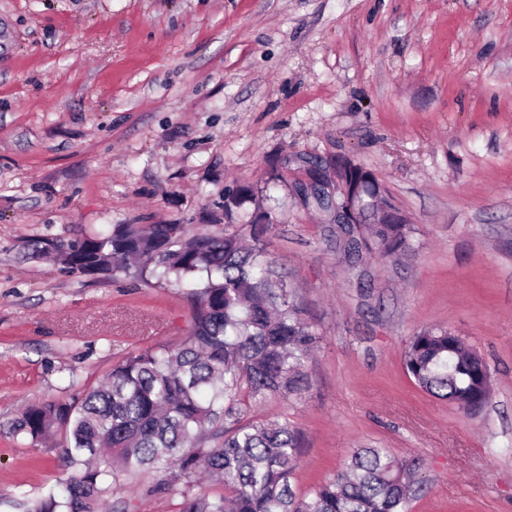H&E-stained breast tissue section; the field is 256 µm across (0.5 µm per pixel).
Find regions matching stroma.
Here are the masks:
<instances>
[{"instance_id":"stroma-1","label":"stroma","mask_w":512,"mask_h":512,"mask_svg":"<svg viewBox=\"0 0 512 512\" xmlns=\"http://www.w3.org/2000/svg\"><path fill=\"white\" fill-rule=\"evenodd\" d=\"M370 170L414 249L348 267L333 206L298 192ZM248 185L253 196L225 210ZM270 214L267 250L321 336L285 418L310 493L358 448L424 461L410 512H512V0H0V512L65 472L11 421L117 361L188 336L186 289L71 273L36 240L115 224L223 232ZM464 338L491 375L472 415L414 385L419 331ZM154 473L106 512H176Z\"/></svg>"}]
</instances>
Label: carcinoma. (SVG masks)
<instances>
[{
    "label": "carcinoma",
    "instance_id": "obj_1",
    "mask_svg": "<svg viewBox=\"0 0 512 512\" xmlns=\"http://www.w3.org/2000/svg\"><path fill=\"white\" fill-rule=\"evenodd\" d=\"M359 185L360 223L336 222V245L362 260L373 251L393 260L413 251L412 225L376 224L384 198L374 175L342 161ZM270 216L237 232L196 233L182 224H116L80 240L35 251L70 272L108 276L137 261L142 278L192 289L189 335L177 348L145 349L116 362L105 382L69 400L27 406L10 424L21 441L59 437L70 472L28 512H101L126 478L150 471L155 490L178 496L177 512H408L420 491L410 475L418 458L362 448L333 478L299 496L291 484L303 448L288 420L241 417V407L289 399L309 385L304 363L320 342L285 280L276 275L261 234ZM403 364L415 384L469 413L488 402L490 374L481 356L446 328L412 337Z\"/></svg>",
    "mask_w": 512,
    "mask_h": 512
}]
</instances>
